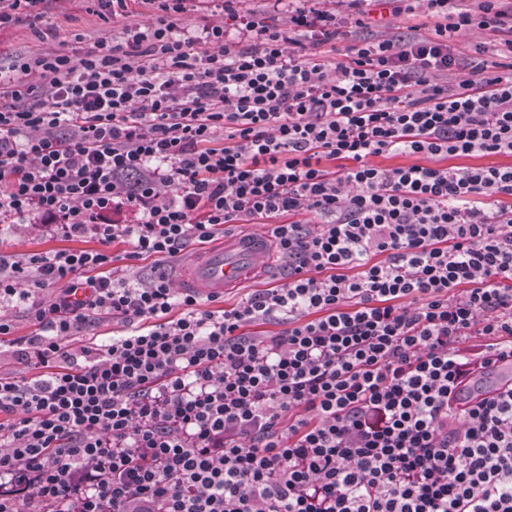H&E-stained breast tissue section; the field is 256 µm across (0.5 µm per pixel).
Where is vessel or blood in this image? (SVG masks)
<instances>
[{"instance_id": "b4317fda", "label": "vessel or blood", "mask_w": 512, "mask_h": 512, "mask_svg": "<svg viewBox=\"0 0 512 512\" xmlns=\"http://www.w3.org/2000/svg\"><path fill=\"white\" fill-rule=\"evenodd\" d=\"M269 237L261 232H241L222 246L189 259L180 286L201 297L222 296L224 291L263 271L271 263Z\"/></svg>"}]
</instances>
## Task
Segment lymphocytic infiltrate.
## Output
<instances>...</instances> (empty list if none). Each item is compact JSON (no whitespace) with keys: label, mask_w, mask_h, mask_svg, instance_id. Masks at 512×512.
<instances>
[{"label":"lymphocytic infiltrate","mask_w":512,"mask_h":512,"mask_svg":"<svg viewBox=\"0 0 512 512\" xmlns=\"http://www.w3.org/2000/svg\"><path fill=\"white\" fill-rule=\"evenodd\" d=\"M153 2L80 58L0 65V223L98 243L0 252V304L39 325L0 317V512H512V385L454 409L512 358V166L413 161L512 155V0H377L431 33L354 43L365 0H290L284 26ZM200 8L237 40L177 31ZM246 218L286 286L211 310L113 274ZM103 314L125 334L84 338ZM2 315L12 320L14 334L17 336H27L38 329L37 322L26 310L24 305L18 307H5L2 309Z\"/></svg>","instance_id":"lymphocytic-infiltrate-1"}]
</instances>
